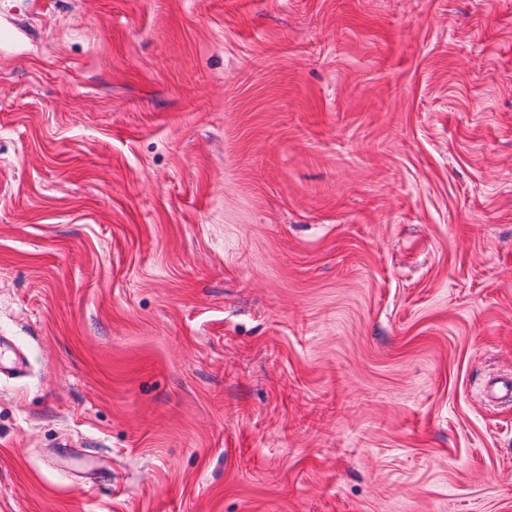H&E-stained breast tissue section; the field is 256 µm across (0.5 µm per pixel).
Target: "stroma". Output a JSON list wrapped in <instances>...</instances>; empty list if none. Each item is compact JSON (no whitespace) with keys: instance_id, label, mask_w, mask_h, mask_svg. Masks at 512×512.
Masks as SVG:
<instances>
[{"instance_id":"obj_1","label":"stroma","mask_w":512,"mask_h":512,"mask_svg":"<svg viewBox=\"0 0 512 512\" xmlns=\"http://www.w3.org/2000/svg\"><path fill=\"white\" fill-rule=\"evenodd\" d=\"M0 512H512V0H0Z\"/></svg>"}]
</instances>
